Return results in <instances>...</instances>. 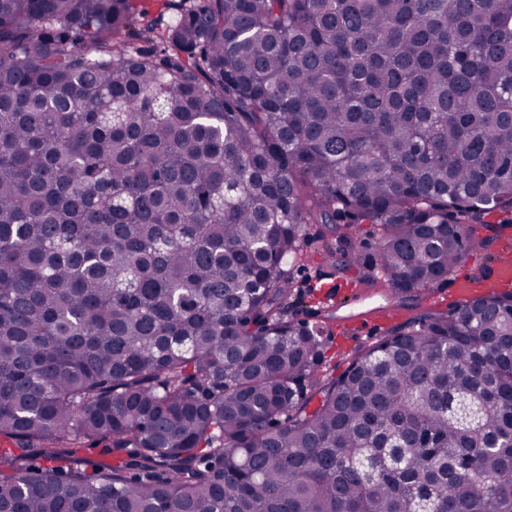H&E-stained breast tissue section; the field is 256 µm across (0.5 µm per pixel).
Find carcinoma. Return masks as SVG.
<instances>
[{"label": "carcinoma", "instance_id": "carcinoma-1", "mask_svg": "<svg viewBox=\"0 0 512 512\" xmlns=\"http://www.w3.org/2000/svg\"><path fill=\"white\" fill-rule=\"evenodd\" d=\"M363 222L512 227V0H0V512H512L511 290L323 369ZM354 235L360 242L361 260L359 264L352 266L348 271L339 273L333 267L331 261L319 254L314 246L308 247L309 261L305 269L294 272V283L302 288L314 286L319 280L332 281L336 289L341 290L346 299L351 293L354 284L359 280L366 283L365 277L370 270L374 268L375 256L377 252L378 230L375 224H355ZM333 275V276H330Z\"/></svg>", "mask_w": 512, "mask_h": 512}]
</instances>
